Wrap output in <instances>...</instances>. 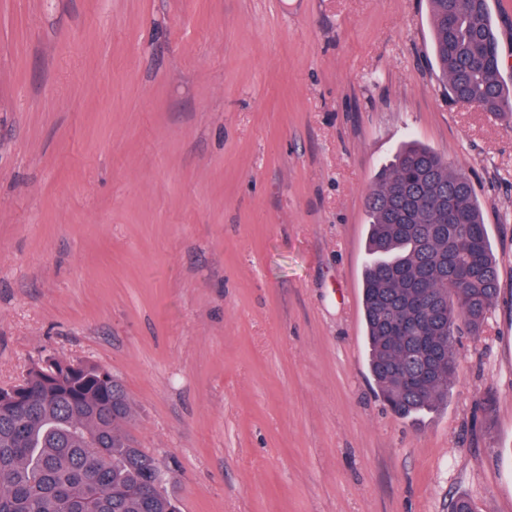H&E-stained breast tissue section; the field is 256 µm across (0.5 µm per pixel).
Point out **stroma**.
I'll return each instance as SVG.
<instances>
[{
	"label": "stroma",
	"mask_w": 512,
	"mask_h": 512,
	"mask_svg": "<svg viewBox=\"0 0 512 512\" xmlns=\"http://www.w3.org/2000/svg\"><path fill=\"white\" fill-rule=\"evenodd\" d=\"M432 42L428 0H0V386L109 369L180 512H512V121L449 97ZM408 141L469 178L499 293L404 420L361 274Z\"/></svg>",
	"instance_id": "obj_1"
}]
</instances>
